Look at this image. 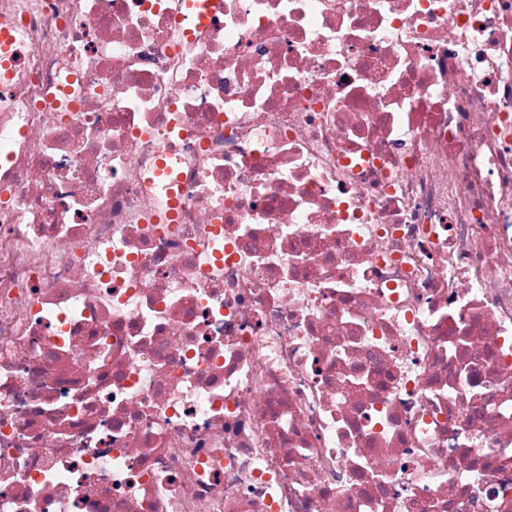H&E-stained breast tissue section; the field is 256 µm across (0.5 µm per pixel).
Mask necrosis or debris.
<instances>
[{
    "mask_svg": "<svg viewBox=\"0 0 512 512\" xmlns=\"http://www.w3.org/2000/svg\"><path fill=\"white\" fill-rule=\"evenodd\" d=\"M210 2L0 0V512H512V0Z\"/></svg>",
    "mask_w": 512,
    "mask_h": 512,
    "instance_id": "necrosis-or-debris-1",
    "label": "necrosis or debris"
}]
</instances>
